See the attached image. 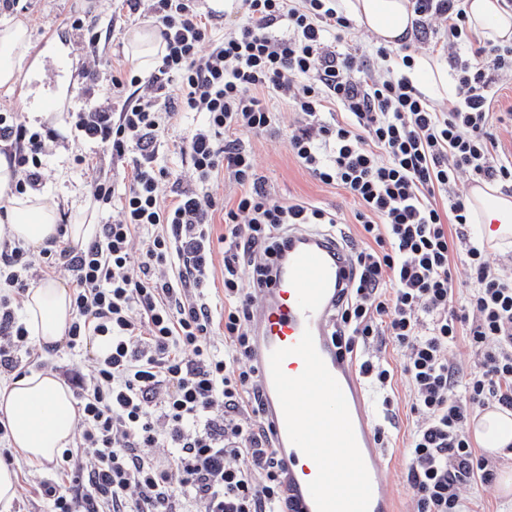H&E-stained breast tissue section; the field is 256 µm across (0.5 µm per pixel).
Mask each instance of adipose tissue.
<instances>
[{
    "mask_svg": "<svg viewBox=\"0 0 512 512\" xmlns=\"http://www.w3.org/2000/svg\"><path fill=\"white\" fill-rule=\"evenodd\" d=\"M338 7L379 44L396 48L413 37L416 16L410 0H339ZM464 9L469 25L482 37L512 43V11L501 0H465ZM30 52V37L23 24L0 27L1 89L13 90L22 68L38 72L43 58H31ZM410 75L430 98H450L448 72L437 61L416 58ZM14 181L12 168L0 156V210L5 213L0 238L37 247L61 233L72 243L82 245L95 237L98 227L91 223L81 221L59 227L56 208L43 197L16 194ZM470 207L482 238L503 243L512 235V198L500 194L496 186L475 187ZM23 315L31 336L40 345H62L72 318L71 288L56 279L41 282L28 291ZM0 414L6 419L15 454L29 464L42 465L55 461L71 442L77 409L70 388L55 373L34 372L0 382ZM473 432L487 450L503 451L512 444V416L487 412L476 419Z\"/></svg>",
    "mask_w": 512,
    "mask_h": 512,
    "instance_id": "obj_1",
    "label": "adipose tissue"
}]
</instances>
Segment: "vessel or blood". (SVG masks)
Masks as SVG:
<instances>
[{
    "label": "vessel or blood",
    "mask_w": 512,
    "mask_h": 512,
    "mask_svg": "<svg viewBox=\"0 0 512 512\" xmlns=\"http://www.w3.org/2000/svg\"><path fill=\"white\" fill-rule=\"evenodd\" d=\"M331 240H293L259 316L256 353L297 512H393L365 387L327 334L348 268Z\"/></svg>",
    "instance_id": "vessel-or-blood-1"
}]
</instances>
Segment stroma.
<instances>
[{
	"label": "stroma",
	"mask_w": 512,
	"mask_h": 512,
	"mask_svg": "<svg viewBox=\"0 0 512 512\" xmlns=\"http://www.w3.org/2000/svg\"><path fill=\"white\" fill-rule=\"evenodd\" d=\"M75 15L92 16L98 28L108 33L106 41L99 47L98 66L99 83L107 85L113 69L134 63L126 50L128 32L148 23L143 13L130 12L121 0H20L13 7L0 9V24L19 22L25 25L31 36L32 54H39L51 39L60 40L68 47L69 61L46 59L41 76L45 91H54L62 78L70 80L73 89L64 103L54 107L47 121L48 126L57 130L60 139L52 155L45 159V176L36 191L55 205L59 223H74L81 211L86 209L93 213L95 223L108 224L112 221L113 211L109 206L93 200L89 183L100 179L127 184L136 153L131 150L125 159L115 160L97 145L78 137L74 130L75 114L85 104L87 88L84 79L86 53L79 39L68 34L66 28L70 17ZM203 121V114L197 112L180 114L166 123L158 135L154 164L169 175L168 181L163 184L167 199H174L172 179L185 168L180 152L181 141ZM244 144L256 157L259 175L267 180L279 199L303 197L320 206L337 208L346 215L353 211L351 197L311 177L289 154L284 142L248 137ZM393 401L397 417L391 435L395 443L382 450V485L393 502L395 512H409L411 492L403 479L406 468L403 445L413 422L404 380H397Z\"/></svg>",
	"instance_id": "stroma-1"
}]
</instances>
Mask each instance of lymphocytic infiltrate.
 I'll return each instance as SVG.
<instances>
[{
	"mask_svg": "<svg viewBox=\"0 0 512 512\" xmlns=\"http://www.w3.org/2000/svg\"><path fill=\"white\" fill-rule=\"evenodd\" d=\"M146 9L163 53L147 81L118 73L97 95L102 33L84 18L91 84L76 130L118 159L140 153L124 191L92 181L96 202L120 207L87 245L51 240L34 249L0 245V373H26L37 350L18 317L33 281L67 274L73 290L66 346L56 368L77 408L74 448L54 476L35 478L51 512H294L287 467L264 416L256 358L257 316L294 232L339 239L351 287L334 304L332 333L362 378L380 389L402 374L415 426L405 481L412 512H464L468 486L494 479L479 455L471 420L490 408L512 412V274L473 242L466 188L512 184V155H497L498 90L512 81V44L482 38L463 0H411L416 42L435 34L457 97L440 106L407 71L340 49L354 23L336 0H243L246 21L212 42L191 0H125ZM126 93L113 110V93ZM292 115L281 124L267 96ZM165 100V112L155 110ZM181 112L205 122L182 142L186 164L174 202L154 166L163 119ZM286 136L288 151L320 183L358 203V237L344 217L300 198L276 199L256 172L241 134ZM54 130L32 132L17 113H0V143L15 191L39 186ZM227 173L239 197L218 204L204 185ZM224 213V303L210 296L212 215ZM224 344L216 346V327ZM106 347L93 348L94 338ZM466 340L475 355L462 371L451 350ZM401 352L384 363L385 345Z\"/></svg>",
	"mask_w": 512,
	"mask_h": 512,
	"instance_id": "obj_1",
	"label": "lymphocytic infiltrate"
}]
</instances>
